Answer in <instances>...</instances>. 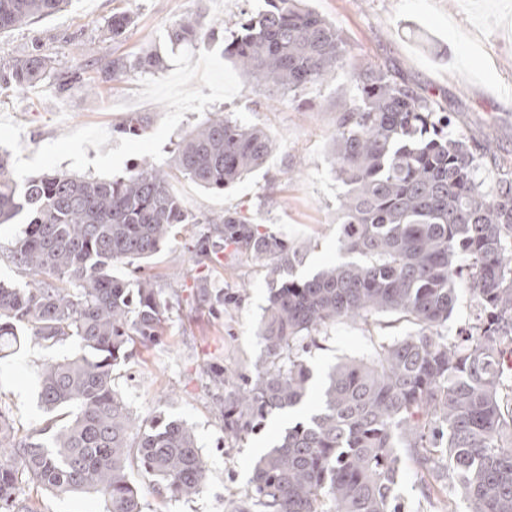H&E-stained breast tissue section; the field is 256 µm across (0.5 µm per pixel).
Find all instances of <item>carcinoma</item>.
Listing matches in <instances>:
<instances>
[{"label":"carcinoma","mask_w":512,"mask_h":512,"mask_svg":"<svg viewBox=\"0 0 512 512\" xmlns=\"http://www.w3.org/2000/svg\"><path fill=\"white\" fill-rule=\"evenodd\" d=\"M69 0H0V33L61 10ZM112 14L116 38L133 24ZM221 25L197 11L175 21L171 45L215 40ZM224 56L272 95H298L348 64L336 24L303 0H267L239 23ZM164 54L146 48L115 57L105 71H162ZM356 98L336 117L332 169L345 186L341 250L348 259L310 278L285 280L302 262L300 245L262 234L250 217L226 210L197 218L170 189L175 174L224 190L266 164L274 149L262 127L215 114L174 143L172 164L145 162L110 179L51 171L18 185L0 154V224H25L8 249L32 274L22 288L0 282V351L29 334L50 346L76 339L79 352L38 373L43 426L18 436L0 412V512H36L26 489L95 492L105 512H144L132 473L156 481L170 497L191 499L206 481L195 433L156 417L136 425L114 371L129 347L156 344L168 302L146 277L135 287L112 274L156 254L180 224H206L194 244L197 264L231 250L262 262L270 289L260 325L271 365L244 386H224V430L261 425L276 410L304 403L312 373L300 354L342 319L397 314L413 336L382 343L365 359L335 366L319 409L288 427L254 463L232 512H401L393 495L402 454L430 492L446 493L470 512H512V172L498 169L493 140L448 131L451 113L379 63L351 65ZM71 81L36 45L0 64V90ZM491 169L490 181L475 176ZM466 275L473 322L450 339L439 332ZM202 300L224 304L199 279Z\"/></svg>","instance_id":"obj_1"}]
</instances>
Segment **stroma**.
Wrapping results in <instances>:
<instances>
[{
    "label": "stroma",
    "mask_w": 512,
    "mask_h": 512,
    "mask_svg": "<svg viewBox=\"0 0 512 512\" xmlns=\"http://www.w3.org/2000/svg\"><path fill=\"white\" fill-rule=\"evenodd\" d=\"M309 8L336 24L353 63L394 67L410 84L425 87L460 126L475 135L492 133L501 167L512 169V0H308ZM265 0H69L64 10L0 34L4 62L41 44L57 57L62 71L79 75L68 91L55 82L0 91V152L21 180L48 171L109 178L143 161L168 167L174 142L208 117L221 113L245 125L265 127L274 140L267 163L235 186L213 192L179 177L170 187L188 213L220 215L238 209L260 232L303 244L302 279L342 261L340 199L345 191L330 165L336 111L355 94L351 70H336L298 98L264 105L265 93L248 83L224 56L223 43L167 41L169 27L182 15L203 10L223 22L225 33L241 19L265 9ZM128 11L135 23L121 37L104 36L112 13ZM91 54H82L84 44ZM154 46L168 67L156 73L132 71L115 82L104 65ZM144 117L138 132L118 133L119 123ZM200 225L181 233L136 266L114 268L117 277L152 278L170 296L164 335L151 347L134 346L115 373V384L136 422L161 415L191 426L207 464V480L192 500L166 496L151 479L135 482L144 512H230L246 489L252 466L287 425L315 412L321 382L343 359L369 356L375 345L415 334L416 325L395 314L369 322L343 319L331 325L307 353L312 370L303 406L275 412L252 432L233 438L218 411L219 393L209 368L223 366L236 377L254 375L267 354L259 335L270 284L260 262L239 257L201 267L190 246ZM207 276L223 291V312L200 301L195 282ZM77 350L75 340L51 347L30 341L0 355V411L22 431L39 428L42 364ZM420 473L404 462L394 494L403 512H442L439 499L421 495ZM27 494L37 512H104L96 494L55 495L38 487Z\"/></svg>",
    "instance_id": "stroma-1"
}]
</instances>
